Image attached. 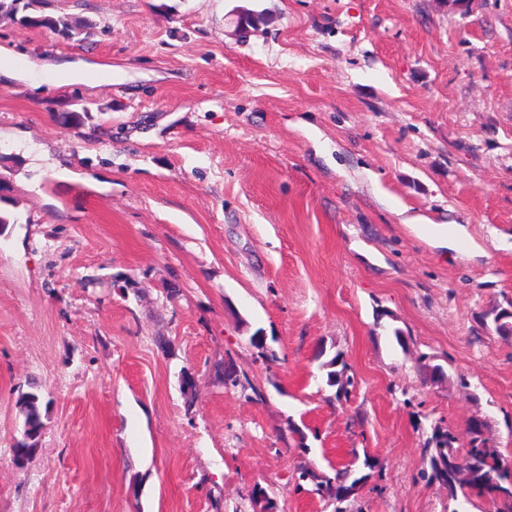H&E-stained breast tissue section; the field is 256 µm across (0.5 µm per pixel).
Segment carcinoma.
Listing matches in <instances>:
<instances>
[{"label":"carcinoma","mask_w":512,"mask_h":512,"mask_svg":"<svg viewBox=\"0 0 512 512\" xmlns=\"http://www.w3.org/2000/svg\"><path fill=\"white\" fill-rule=\"evenodd\" d=\"M37 0H0V13L18 17V22L30 29H47L64 42H87L92 36L93 24L87 20L70 19L65 16L48 15L34 9ZM495 331L507 338L512 336V312L501 310L494 316ZM236 376L241 390H251L254 399L262 394L250 383L246 374L240 373L233 361L224 363V376ZM23 417L21 438L12 445L15 464L22 466L37 448L42 428L39 396L35 392H22L17 399ZM488 423L484 419L470 421L466 440L460 441L450 428L437 424L431 426L425 452L429 456L430 481H436L448 491L452 501L463 498L468 504L473 499H491L495 512H512V470L504 469L502 454L487 437ZM356 470L348 467L329 468L327 472H310L315 479L309 492L321 496V490L328 492L326 501L333 502L332 512H347L338 508L336 494L351 490L361 478Z\"/></svg>","instance_id":"carcinoma-1"}]
</instances>
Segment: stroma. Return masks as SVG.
<instances>
[{
	"label": "stroma",
	"mask_w": 512,
	"mask_h": 512,
	"mask_svg": "<svg viewBox=\"0 0 512 512\" xmlns=\"http://www.w3.org/2000/svg\"><path fill=\"white\" fill-rule=\"evenodd\" d=\"M42 6L97 33L0 14V49L83 71L0 83V512H327L297 471L364 451L348 512H454L424 447L477 417L512 460V0ZM39 396L35 392H21L17 399L20 414L23 417V432L12 445L13 461L18 466L25 461L37 448V440L42 428L39 409Z\"/></svg>",
	"instance_id": "stroma-1"
}]
</instances>
